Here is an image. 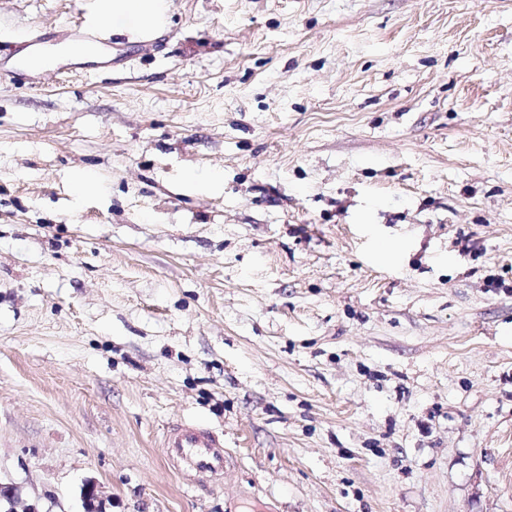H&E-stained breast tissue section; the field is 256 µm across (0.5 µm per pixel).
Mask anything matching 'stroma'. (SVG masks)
<instances>
[{
  "mask_svg": "<svg viewBox=\"0 0 512 512\" xmlns=\"http://www.w3.org/2000/svg\"><path fill=\"white\" fill-rule=\"evenodd\" d=\"M111 16L0 0V47ZM112 44L0 50L14 512H512V0H171ZM162 448L185 472L197 476L221 475L228 465L224 442L194 423L185 422L170 429L163 438Z\"/></svg>",
  "mask_w": 512,
  "mask_h": 512,
  "instance_id": "stroma-1",
  "label": "stroma"
}]
</instances>
